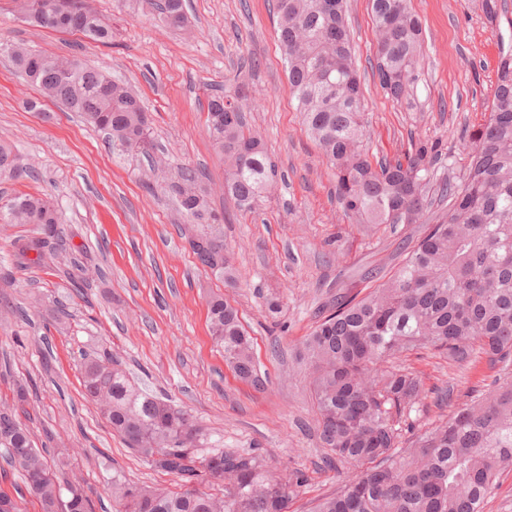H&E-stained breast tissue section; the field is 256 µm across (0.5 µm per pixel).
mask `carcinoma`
I'll use <instances>...</instances> for the list:
<instances>
[{
	"label": "carcinoma",
	"mask_w": 512,
	"mask_h": 512,
	"mask_svg": "<svg viewBox=\"0 0 512 512\" xmlns=\"http://www.w3.org/2000/svg\"><path fill=\"white\" fill-rule=\"evenodd\" d=\"M29 22L81 33L107 44L112 22L87 0H17ZM164 25L187 28L186 0H150ZM277 40L288 89L306 129L335 179L336 200L355 224H417L432 201L448 200L397 270L367 295L339 296L303 343L310 387L328 462L354 468L342 489L316 512H483L500 472L512 464V53L500 57L493 96L481 123L467 131L462 175L437 179L439 153L426 143L392 160L371 161L365 100L352 54L346 0H275ZM375 22L373 74L397 102H410L419 81L422 26L408 0H371ZM17 70L47 101L77 112L108 133L112 149L147 147L149 124L137 95L90 66L81 52L42 54L18 46ZM249 96L213 93L206 101L208 132L224 158V194L253 212L281 179L262 135L246 117ZM204 172L182 167L171 181L179 212L199 223L216 221L200 190ZM1 224H31L16 254L56 261L63 231L52 203L16 195L0 208ZM199 261L235 280L224 239L192 243ZM207 318L224 362L242 381L263 385L253 340L238 310L223 297L207 301ZM427 349L463 367L485 359L492 390L453 406L448 419L402 448L424 410L420 380L401 368H381L396 354ZM85 397L112 431L145 462L176 475L181 490L138 486L112 472L116 512H287L295 474L273 478L261 454L226 450L193 416L131 381L116 362L83 355ZM0 458L19 474L43 512H93L84 488L48 466L18 415L0 413ZM224 483V494L200 485Z\"/></svg>",
	"instance_id": "carcinoma-1"
}]
</instances>
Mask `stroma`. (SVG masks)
I'll return each mask as SVG.
<instances>
[{"mask_svg": "<svg viewBox=\"0 0 512 512\" xmlns=\"http://www.w3.org/2000/svg\"><path fill=\"white\" fill-rule=\"evenodd\" d=\"M112 20L101 44L25 22L15 0H0V144L29 177L0 174V206L18 193L52 199L66 250L52 267H16L13 242L28 224H0V412L17 403V383L35 392L26 423L47 461L70 455L66 472L90 496L94 512H115L106 483L113 468L139 485L176 489L174 475L138 458L113 433L80 385L81 356L118 359L158 395L185 408L228 449L263 455L271 475L305 476L288 512H313L340 490L349 465L329 468L302 355L305 339L338 294L362 295L392 272L424 232L423 224L350 223L334 181L288 90L272 0H186L193 38L163 27L147 0H89ZM508 13L488 16L481 0H409L421 21L424 58L415 107L397 104L372 74L375 37L369 0H348L352 44L371 137L370 159L393 157L418 141L443 155L439 177L466 162L465 135L493 94L500 56L512 50ZM52 55L81 51L87 62L129 86L151 121V139L170 168L205 170L210 210L221 216L237 270L228 285L202 266L189 238L201 225L177 210L147 156L113 152L105 135L75 112L25 108L33 88L16 71L15 46ZM245 86L258 105L250 121L265 139L284 181L253 212L225 196L224 160L206 133V98ZM84 277L82 292L70 278ZM239 311L267 382L237 380L215 347L207 321L210 294ZM279 297L282 312L266 314ZM421 379L427 394L454 386L458 396L486 390L484 359L467 368L432 353L391 359Z\"/></svg>", "mask_w": 512, "mask_h": 512, "instance_id": "1", "label": "stroma"}]
</instances>
